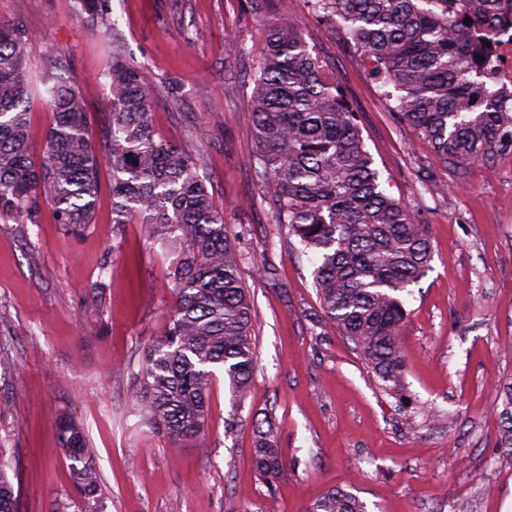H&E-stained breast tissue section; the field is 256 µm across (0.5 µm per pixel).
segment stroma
<instances>
[{
  "label": "stroma",
  "instance_id": "obj_1",
  "mask_svg": "<svg viewBox=\"0 0 512 512\" xmlns=\"http://www.w3.org/2000/svg\"><path fill=\"white\" fill-rule=\"evenodd\" d=\"M110 35L75 0H0V22L34 38L40 71L65 55L95 143L106 137L112 50L155 87L152 119L195 150L200 175L242 252L257 364L232 408L223 377L203 438L174 445L129 400L145 347L174 301L170 260L144 225L112 224L101 166L94 222L81 234L42 204L37 223L0 220V453L17 512H79L55 425L85 430L103 512H306L331 488L368 512H512V460L497 446V389L512 382V155L458 173L400 123L365 58L307 0H110ZM287 9L322 72L358 115L386 192L429 226L431 269L403 296V387L386 388L329 326L316 259L274 223L251 170L247 108L268 25ZM238 95L225 92L228 83ZM272 414L286 464L275 492L253 465V425ZM239 426L225 434L224 422Z\"/></svg>",
  "mask_w": 512,
  "mask_h": 512
}]
</instances>
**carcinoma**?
<instances>
[{
  "label": "carcinoma",
  "mask_w": 512,
  "mask_h": 512,
  "mask_svg": "<svg viewBox=\"0 0 512 512\" xmlns=\"http://www.w3.org/2000/svg\"><path fill=\"white\" fill-rule=\"evenodd\" d=\"M351 38L372 75L399 92L394 111L454 169L487 164L512 153V109L477 72L487 56V32L512 27L499 0H309ZM88 26H104L108 0H78ZM249 112L256 149L253 174L304 249L318 258L314 286L324 318L354 344L386 386L405 374L400 294L431 268L428 225L389 196L336 85L320 71L302 34L279 13L266 33ZM33 49L20 23L0 22V219L36 223L43 203L75 235L93 223L101 163L112 169V223L136 217L148 238L171 258L176 299L163 336L143 352L130 392L140 421L175 443L201 435L216 371L231 400L251 392L256 351L254 310L242 282V254L224 213L198 174V157L159 136L151 123L153 90L134 61L120 53L106 62L110 146L100 155L89 136L76 80L62 58L34 73ZM42 99L54 113L39 164L29 160V104ZM497 447L512 457V385L497 403ZM72 461L81 512H101L97 467L84 432L57 422ZM272 416L254 424L253 457L273 486L285 463L275 445ZM0 457V512H16L14 487ZM306 512H367L345 490L332 489Z\"/></svg>",
  "instance_id": "carcinoma-1"
}]
</instances>
